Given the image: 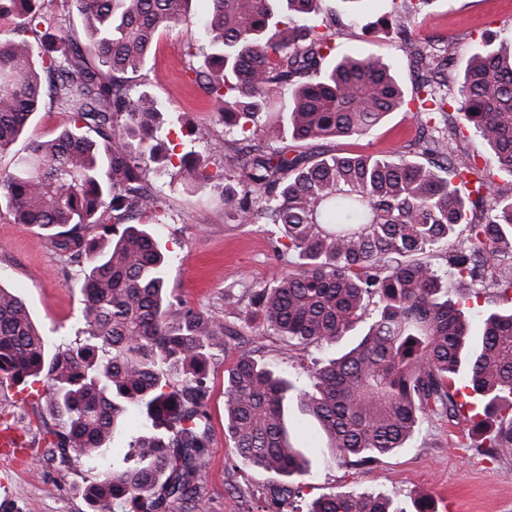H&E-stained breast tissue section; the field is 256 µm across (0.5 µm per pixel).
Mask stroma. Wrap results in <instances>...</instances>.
<instances>
[{
	"label": "stroma",
	"mask_w": 512,
	"mask_h": 512,
	"mask_svg": "<svg viewBox=\"0 0 512 512\" xmlns=\"http://www.w3.org/2000/svg\"><path fill=\"white\" fill-rule=\"evenodd\" d=\"M360 21L348 20L344 0H324V16L344 24L335 36L337 51L356 56H394L393 34L365 32L363 23L391 9V0H363ZM208 0H193L187 22L159 33L143 76L130 80L131 94L148 92L163 109L161 136L169 147L167 163L154 167L150 179L168 204L163 223L153 230L166 248L168 288L189 306L222 315L226 324L252 339L259 357L273 370L299 373L311 358L327 359L333 349L291 346L277 336L259 334L251 325L250 293L268 282L280 263L276 237L267 224H227L216 218L218 202L200 189L182 191L177 171L186 152L208 151L224 138V120L214 101L195 83L194 66L208 51L202 21ZM414 33L448 36L453 40L457 70L486 38L512 39V0H429L421 14L408 22ZM73 121L71 112L45 102L33 115L26 137L0 154V171L11 169L30 140L47 139ZM417 134L412 114L395 112L367 137L358 141H328L330 152L387 154L409 144ZM0 286L11 289L28 306L35 323L53 341L74 340L81 329L83 294L76 279L66 277L64 263L49 248L37 228L18 224L0 205ZM237 299L230 310L225 295ZM239 353L231 347L215 356L208 369V410L211 442L203 472V512H245L264 501L270 487L283 477L263 472L235 458L224 433V388L227 371ZM8 420L26 436L32 450L10 468L0 466V512H90L79 493L91 476L88 466L41 463L48 432L58 422L31 387L0 384V420ZM289 423L303 422L306 431L296 443L309 461L300 480L302 502L333 493L370 492L411 506L418 494H428L434 512H512V452L488 458L475 449L456 445L462 429L434 417H425L405 448L380 461L352 468L332 454L313 420L304 417L297 403L288 405Z\"/></svg>",
	"instance_id": "1"
}]
</instances>
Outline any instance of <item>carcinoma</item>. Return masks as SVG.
Returning <instances> with one entry per match:
<instances>
[{
	"label": "carcinoma",
	"mask_w": 512,
	"mask_h": 512,
	"mask_svg": "<svg viewBox=\"0 0 512 512\" xmlns=\"http://www.w3.org/2000/svg\"><path fill=\"white\" fill-rule=\"evenodd\" d=\"M39 0H0L18 19L0 44V153L23 134L45 96L73 126L29 142L0 172V200L18 224L45 231L77 267L81 337L50 343L17 296L0 287V383L47 382L46 462L96 471L82 496L91 512H198L210 446L205 378L210 360L239 336L224 318L197 311L165 288L169 257L142 220L165 200L149 180L166 160L161 110L130 96L160 31L188 18L192 0H63L85 21L76 32L40 30ZM209 53L195 80L220 104L234 144L224 185L212 156L180 159L186 189L210 186L224 223L271 224L288 261L252 305L265 332L297 345L334 346L377 312L356 346L295 383L239 352L225 385L224 428L234 455L291 479L307 462L284 423L290 399L314 419L326 448L364 466L405 446L425 415L466 419V447L489 457L512 450V306H468L490 287L512 303V48L474 55L456 84L450 40L420 49L395 23L394 45L413 73L406 89L381 55L335 56L319 0H208ZM427 0H392L394 16ZM393 112L418 133L389 155L290 154L276 144L359 140ZM492 150L479 167L457 152L463 130ZM99 229V236L90 230ZM446 251L447 268L431 258ZM482 324L472 336L470 319ZM140 425L123 464L111 456L130 409ZM285 512L299 488H270ZM307 512H407L372 494H329Z\"/></svg>",
	"instance_id": "cac0c4a2"
}]
</instances>
